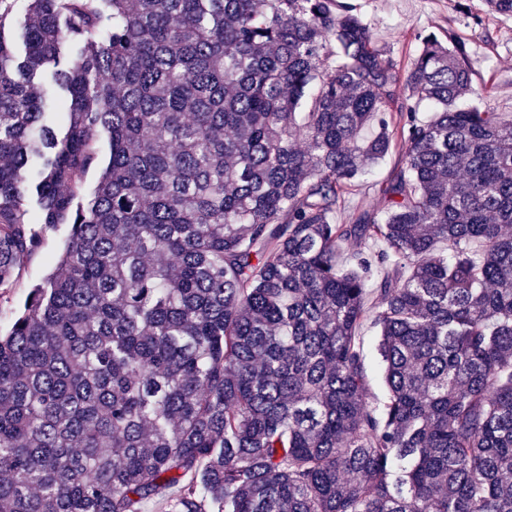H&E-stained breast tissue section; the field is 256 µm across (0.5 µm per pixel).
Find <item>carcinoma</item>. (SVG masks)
<instances>
[{"instance_id":"cac0c4a2","label":"carcinoma","mask_w":512,"mask_h":512,"mask_svg":"<svg viewBox=\"0 0 512 512\" xmlns=\"http://www.w3.org/2000/svg\"><path fill=\"white\" fill-rule=\"evenodd\" d=\"M12 24L0 304L70 233L0 336V512H512V114L459 105L465 42L402 71L351 0H29L21 58ZM401 154L398 150L393 151L389 154L380 166L375 170L372 176L368 177L366 183L360 184L355 187L354 190L349 194V205H364L374 206L377 204L378 189L382 181H384L390 170L400 163ZM69 236L67 225L59 226L46 233L39 253L28 264L19 288H15L14 299L11 305H0V330L4 334L11 326L13 309L23 302L29 288L39 283L51 272L58 255L65 247ZM362 336H364V348L367 354L366 365L370 379V392L374 399L382 398L385 389L382 378L383 368L376 351L378 336L373 329L368 327L363 329Z\"/></svg>"}]
</instances>
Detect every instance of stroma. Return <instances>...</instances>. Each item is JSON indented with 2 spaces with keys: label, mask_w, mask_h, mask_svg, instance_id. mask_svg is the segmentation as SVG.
<instances>
[{
  "label": "stroma",
  "mask_w": 512,
  "mask_h": 512,
  "mask_svg": "<svg viewBox=\"0 0 512 512\" xmlns=\"http://www.w3.org/2000/svg\"><path fill=\"white\" fill-rule=\"evenodd\" d=\"M367 21L379 45L399 67L417 54V34L423 30H454L466 42L475 70V88L487 89L488 101L499 111L512 113V17L491 15L481 0H464L468 13L456 12L452 0H352ZM69 236L68 226L48 231L39 253L28 264L15 303L51 272Z\"/></svg>",
  "instance_id": "1"
}]
</instances>
